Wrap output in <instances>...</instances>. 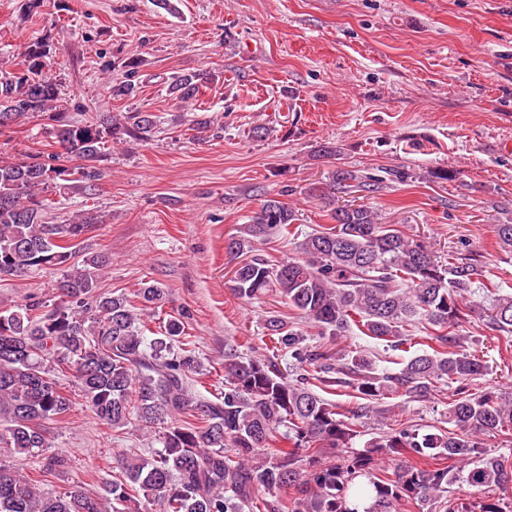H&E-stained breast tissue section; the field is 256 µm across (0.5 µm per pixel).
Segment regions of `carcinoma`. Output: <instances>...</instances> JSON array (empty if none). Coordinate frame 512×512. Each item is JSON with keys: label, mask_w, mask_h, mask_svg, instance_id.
<instances>
[{"label": "carcinoma", "mask_w": 512, "mask_h": 512, "mask_svg": "<svg viewBox=\"0 0 512 512\" xmlns=\"http://www.w3.org/2000/svg\"><path fill=\"white\" fill-rule=\"evenodd\" d=\"M49 55L48 43L34 40L21 52L22 69L0 71V134L26 120L42 121L47 137L74 161L61 166L57 153L29 161L0 156V277L67 267L53 298L0 309V512H395L405 498L439 512H512L505 496L512 462L485 454L481 442L512 431V397L471 392L486 367L456 333L475 311L467 295L483 277V264L451 254L444 263L425 242L379 222L372 208L336 204L341 193L379 194L388 182L405 180L406 172L336 169L328 184L312 188L328 201L335 224L306 236L298 257L242 261L230 288L246 302L278 296L321 338L358 332L399 351L408 342L405 327L424 320L433 330L424 339L432 345L413 352L398 371L384 372L366 350L331 354L270 315L265 329L273 349L243 354L224 344V396L200 401L192 385L203 374L202 361L184 323L170 317L159 326L160 337L150 339L152 329L141 319L158 307L164 288L146 282L131 298L101 292L100 272L111 255L101 252L80 265L70 260L77 241L103 223L102 216L89 209L68 224L47 221L52 182L99 180L95 162L105 144L124 135L149 140L156 116L68 121L57 84L43 74ZM136 69L129 61L122 74L108 77L112 95L133 92ZM203 79L200 73L176 76L169 92L190 104ZM295 221L285 202L266 199L230 238L228 253L294 237ZM484 314L495 330L512 334V296L495 299ZM285 349L291 368L276 357ZM61 376L109 427L135 421L162 426L160 447L146 457L118 452L122 478L96 493L80 485L53 492L10 461L21 455L37 462L42 474L66 465L46 427L73 408ZM445 383L457 384L448 402V423L457 431L421 434L405 426L374 433L362 450L336 459V449L362 436L359 427L379 413L385 396L423 401ZM344 388L356 398L351 407L337 401ZM280 439L289 447H277ZM456 471L478 496L475 505L448 497Z\"/></svg>", "instance_id": "obj_1"}]
</instances>
